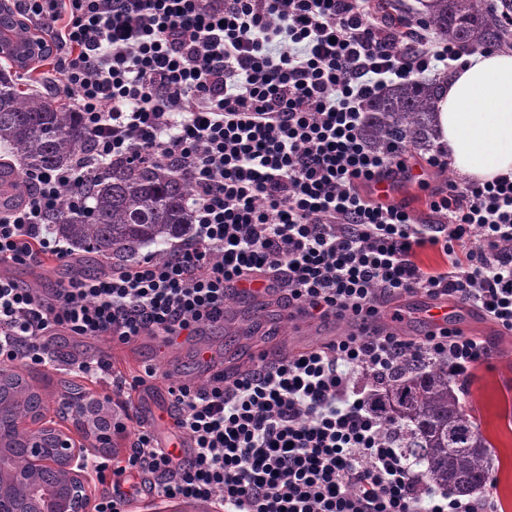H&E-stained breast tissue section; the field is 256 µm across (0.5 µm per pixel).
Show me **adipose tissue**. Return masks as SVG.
<instances>
[{
	"label": "adipose tissue",
	"mask_w": 512,
	"mask_h": 512,
	"mask_svg": "<svg viewBox=\"0 0 512 512\" xmlns=\"http://www.w3.org/2000/svg\"><path fill=\"white\" fill-rule=\"evenodd\" d=\"M438 145L461 175L486 181L512 172V53L468 56L435 88Z\"/></svg>",
	"instance_id": "obj_1"
}]
</instances>
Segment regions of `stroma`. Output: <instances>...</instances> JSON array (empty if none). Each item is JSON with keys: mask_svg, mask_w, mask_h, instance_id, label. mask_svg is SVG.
<instances>
[{"mask_svg": "<svg viewBox=\"0 0 512 512\" xmlns=\"http://www.w3.org/2000/svg\"><path fill=\"white\" fill-rule=\"evenodd\" d=\"M423 151H411L409 163L414 177L400 181L399 197L409 202L417 222L431 218L428 196L448 180L457 178L454 168H430ZM69 266L52 257H44L40 265H7L9 278L29 288L51 291L65 280ZM446 308L451 326L466 328L470 334L483 337L492 345L495 355L490 362L476 366L467 381L458 387L466 395L469 406L481 423L483 435L493 446L491 484L486 492L492 493L498 512H512V335L500 333L496 325L486 319L478 309L449 298L434 299L422 293H413L386 301L381 316L388 328L409 339H422L433 331L430 311L434 307ZM225 318L235 320L236 335H225L223 327H205L198 335L180 336L177 344L165 345L161 337L142 336L126 344H115L108 339H83L66 334L57 336L54 347L60 356L51 369L43 370L26 361H15L14 366L27 379L35 381L46 397L45 416L53 424L63 425L58 413L61 381L78 383L86 392L104 398L105 387L77 376L69 366L73 360H92L109 355L114 372L132 378L146 367L157 371L156 379L146 388L138 402V416L150 424L156 435L165 437L168 447L187 448L186 440L175 437L168 409L169 382L205 384L208 376L203 363L197 359L199 348H207L220 361L231 362L233 367H244L250 354L266 349L277 355L300 342L317 346L331 333L352 330L350 320L312 321L306 333H299L291 321L280 293L268 291L266 296L252 293L234 295L224 309Z\"/></svg>", "mask_w": 512, "mask_h": 512, "instance_id": "1", "label": "stroma"}]
</instances>
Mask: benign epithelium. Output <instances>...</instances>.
<instances>
[{"instance_id":"obj_1","label":"benign epithelium","mask_w":512,"mask_h":512,"mask_svg":"<svg viewBox=\"0 0 512 512\" xmlns=\"http://www.w3.org/2000/svg\"><path fill=\"white\" fill-rule=\"evenodd\" d=\"M0 53L9 54L20 68L32 59L48 53L47 45L35 39L24 45L0 40ZM96 453V449L60 427H38L30 431L26 454L30 464L27 475L58 478L61 485L51 490L34 489L38 512H85L88 501V475L85 469L72 467L73 460ZM16 476L7 475L0 466V500L14 495Z\"/></svg>"}]
</instances>
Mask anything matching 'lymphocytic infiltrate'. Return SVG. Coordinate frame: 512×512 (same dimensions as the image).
<instances>
[{
    "label": "lymphocytic infiltrate",
    "mask_w": 512,
    "mask_h": 512,
    "mask_svg": "<svg viewBox=\"0 0 512 512\" xmlns=\"http://www.w3.org/2000/svg\"><path fill=\"white\" fill-rule=\"evenodd\" d=\"M365 0H15L49 37L63 100L91 145L64 169L33 172L0 211V264L66 261L47 216L59 190L112 162L146 160L192 185L189 236L158 261L58 284L51 299L0 277V365L51 360L58 332L125 344L194 335L224 321L231 295L258 281L312 318L353 317V332L205 385L169 386L188 454L136 422L112 492L94 512H121L137 492L220 496L224 512H495L492 495L454 497L399 449L369 393L403 363L446 360L467 379L492 350L455 328L422 341L376 327L382 300L414 292L471 304L512 334V172L448 181L416 223L373 187L410 176L405 145L365 140V109L394 83L457 68L470 50L408 15L410 42ZM443 267L426 270L421 250Z\"/></svg>",
    "instance_id": "lymphocytic-infiltrate-1"
}]
</instances>
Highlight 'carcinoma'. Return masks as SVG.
Segmentation results:
<instances>
[{
	"label": "carcinoma",
	"instance_id": "carcinoma-1",
	"mask_svg": "<svg viewBox=\"0 0 512 512\" xmlns=\"http://www.w3.org/2000/svg\"><path fill=\"white\" fill-rule=\"evenodd\" d=\"M422 17L437 35L459 46L490 42L504 31L486 0H423ZM434 87L423 79L392 84L366 108L365 135L380 148L403 141L421 151L434 147ZM86 128L76 112L36 91H23L11 72L0 69V208L18 204L26 193L27 173L71 165L88 146ZM89 207L68 206L84 186L73 183L61 190L58 209L48 216L54 234L72 253L74 270L86 254L104 259L102 271L135 261L141 251L157 246L153 256L167 257L165 245L190 228L186 200L190 183L168 168L135 161L112 165L91 176ZM39 395L33 381L19 373L0 382V424L12 427L6 443L19 449L28 432L15 421H33L32 401ZM372 400L395 429L403 451L421 466L427 479L465 495L489 479L491 443L480 422L465 413L466 400L452 386L448 362L406 363ZM73 423L88 436H97L112 407L88 402L78 409L65 401Z\"/></svg>",
	"mask_w": 512,
	"mask_h": 512
}]
</instances>
